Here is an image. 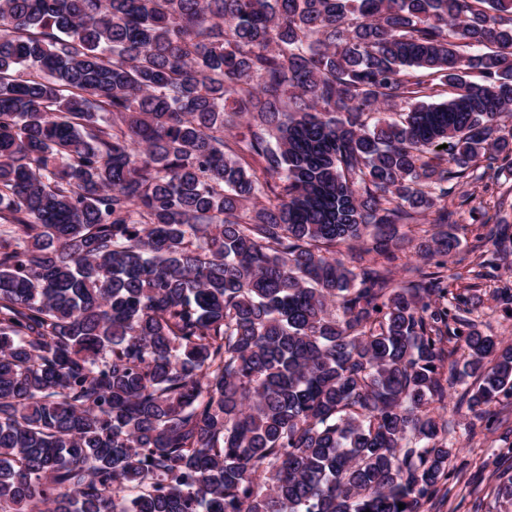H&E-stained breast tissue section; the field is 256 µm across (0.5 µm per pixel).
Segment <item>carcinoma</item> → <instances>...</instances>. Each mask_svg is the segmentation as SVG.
Here are the masks:
<instances>
[{"mask_svg": "<svg viewBox=\"0 0 512 512\" xmlns=\"http://www.w3.org/2000/svg\"><path fill=\"white\" fill-rule=\"evenodd\" d=\"M507 112L512 0H0V512H421L512 403L444 272ZM417 242L415 240L413 243H404L403 247L396 251L398 259L392 266V276L396 281H402L405 279L406 273L405 268L410 266H421L426 270H433V268H428L427 265H424L413 253L412 246Z\"/></svg>", "mask_w": 512, "mask_h": 512, "instance_id": "carcinoma-1", "label": "carcinoma"}]
</instances>
